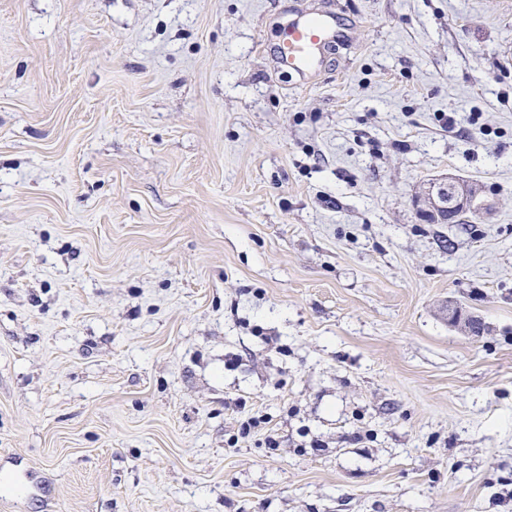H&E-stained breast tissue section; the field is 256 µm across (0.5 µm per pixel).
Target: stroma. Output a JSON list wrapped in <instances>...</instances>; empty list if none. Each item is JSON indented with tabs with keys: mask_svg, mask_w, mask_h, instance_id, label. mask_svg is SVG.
<instances>
[{
	"mask_svg": "<svg viewBox=\"0 0 512 512\" xmlns=\"http://www.w3.org/2000/svg\"><path fill=\"white\" fill-rule=\"evenodd\" d=\"M311 2L0 0V512H512V0ZM343 20L331 7L313 17L301 16L279 32L271 56L278 72H288L306 83L321 72L327 54L347 40ZM448 193L452 195L453 205H448ZM429 198V199H428ZM428 198L425 202L426 208L419 216L426 219L429 215L439 216L443 220V212H448V207H454L466 211H455L456 219L447 224H463L470 222L468 219L475 220L482 217L487 210V204L479 198H470L464 184L457 181L455 177L446 176L437 182L431 184L428 190Z\"/></svg>",
	"mask_w": 512,
	"mask_h": 512,
	"instance_id": "35a3bbf8",
	"label": "stroma"
}]
</instances>
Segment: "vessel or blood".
Listing matches in <instances>:
<instances>
[{
    "instance_id": "vessel-or-blood-1",
    "label": "vessel or blood",
    "mask_w": 512,
    "mask_h": 512,
    "mask_svg": "<svg viewBox=\"0 0 512 512\" xmlns=\"http://www.w3.org/2000/svg\"><path fill=\"white\" fill-rule=\"evenodd\" d=\"M346 38L338 12L326 7L315 16H302L279 32L271 56L277 71L308 81L321 72L327 54Z\"/></svg>"
}]
</instances>
